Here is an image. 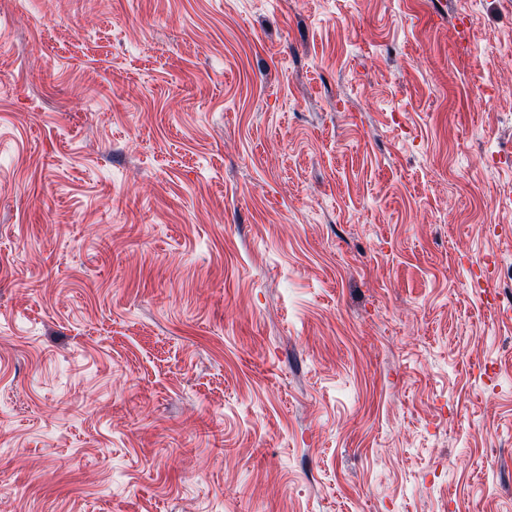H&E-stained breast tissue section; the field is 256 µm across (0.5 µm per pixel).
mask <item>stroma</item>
I'll use <instances>...</instances> for the list:
<instances>
[{
	"label": "stroma",
	"instance_id": "stroma-1",
	"mask_svg": "<svg viewBox=\"0 0 512 512\" xmlns=\"http://www.w3.org/2000/svg\"><path fill=\"white\" fill-rule=\"evenodd\" d=\"M512 0H0V512H512Z\"/></svg>",
	"mask_w": 512,
	"mask_h": 512
}]
</instances>
